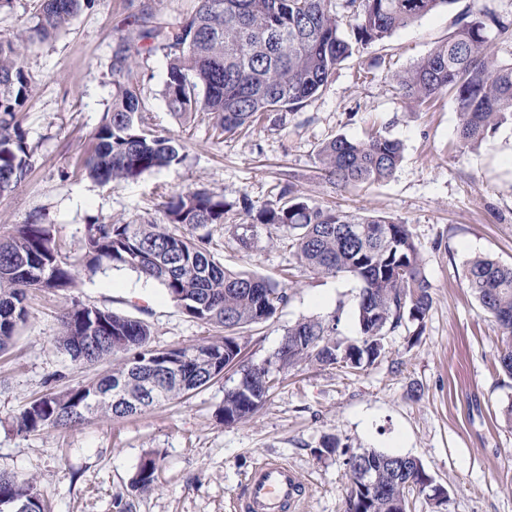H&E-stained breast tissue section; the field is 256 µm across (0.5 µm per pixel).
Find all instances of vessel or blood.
I'll list each match as a JSON object with an SVG mask.
<instances>
[{"mask_svg": "<svg viewBox=\"0 0 512 512\" xmlns=\"http://www.w3.org/2000/svg\"><path fill=\"white\" fill-rule=\"evenodd\" d=\"M301 485L295 468L275 458L265 459L248 479L241 512H282L285 506H297Z\"/></svg>", "mask_w": 512, "mask_h": 512, "instance_id": "1", "label": "vessel or blood"}]
</instances>
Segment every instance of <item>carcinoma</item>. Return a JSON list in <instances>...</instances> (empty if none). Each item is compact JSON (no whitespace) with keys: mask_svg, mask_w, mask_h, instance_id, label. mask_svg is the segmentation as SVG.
<instances>
[{"mask_svg":"<svg viewBox=\"0 0 512 512\" xmlns=\"http://www.w3.org/2000/svg\"><path fill=\"white\" fill-rule=\"evenodd\" d=\"M454 0H343L353 21L351 35L340 30L332 0H199V6L172 29L155 26L151 16L134 17L133 29L112 54V102L92 134L83 167L89 177L109 183L136 180L144 173L182 162L183 145L152 128L145 117L141 73L132 53L157 49L168 58L163 98L168 111L185 121L208 119L218 139L266 119L274 112L297 111L327 87L336 69L358 45L390 37ZM94 0H37L35 25L0 39V193L27 176L35 153L18 113L32 96L34 82L26 44L45 41L66 29ZM507 27L495 16L474 14L412 67L392 75L404 96L424 105L440 94L457 103L460 147L481 144L502 124L512 122V62L491 47L492 29ZM403 144L379 130L361 140L338 135L318 149L326 183L338 191L390 179L403 160ZM251 220L240 225L238 240L261 224L288 229L297 263L314 275L347 277L359 288L356 320L360 336L339 338V317L303 318L289 326L280 348L263 364H242L239 330L276 317L290 299L288 288L255 273L226 267L215 259L209 227L224 223V197L206 188H187L164 198L158 214L138 224L85 225L82 261L89 270L107 261L158 282L191 318L224 330V336L191 349L156 350L150 326L138 319L78 302L61 317L58 343L71 360L94 364L113 359L98 379L63 391L49 390L15 417L18 432L68 430L87 419L84 404L97 399L93 414L110 419L135 415L178 400L219 381L214 366H238V378L224 389L216 417L226 425L243 422L265 404L275 387V372L304 362L361 368L385 350L386 336L409 324H422L432 308V284L408 225L385 215L357 216L309 203L290 184L276 203L256 204L240 197ZM467 288L482 310L502 329L499 356L512 377V265L488 255L471 259ZM76 285V265L62 253L54 225L37 218L0 232V351L28 316L30 291L58 293ZM103 319L99 332L77 343L85 319ZM126 386L139 393L138 405L117 399ZM321 453L346 456L350 473L359 468L381 472L378 492L351 485L347 512H411L422 495L434 512L448 503L447 488L421 460L366 448L353 452L328 438ZM156 459L145 458L131 488L147 491L155 482ZM27 512L47 505L32 477L0 473V499Z\"/></svg>","mask_w":512,"mask_h":512,"instance_id":"obj_1","label":"carcinoma"}]
</instances>
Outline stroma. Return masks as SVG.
<instances>
[{"label":"stroma","instance_id":"1","mask_svg":"<svg viewBox=\"0 0 512 512\" xmlns=\"http://www.w3.org/2000/svg\"><path fill=\"white\" fill-rule=\"evenodd\" d=\"M198 0H96L55 38L33 43L27 66L35 87L19 120L35 146L25 180L0 194V231L42 217L55 227L71 261H79L86 224L133 222L154 213L162 196L206 187L231 208L213 237L221 262L285 285L288 304L266 323L241 329L244 359L261 364L303 317L340 318L343 339L358 337L356 283L301 271L285 230L257 226L250 246L236 239L246 217L236 203L248 195L274 202L293 183L309 200L408 224L433 286V305L420 338L390 333L386 351L352 372L305 363L281 376L263 408L227 425L215 417L223 383L189 398L118 419L89 416L71 430L20 434L12 421L48 389H65L108 369L81 365L55 342L72 302L147 322L156 348H191L215 336L190 318L156 282L103 264L80 269L65 294L29 293L28 318L0 352V471L32 476L52 512H236L256 464L276 457L303 476L296 512H345L350 473L341 452L321 454L324 437L342 448H377L421 459L448 490L444 512H512V379L500 369L502 332L468 290L464 273L478 255L512 265V124L475 149L458 147L454 99L421 106L394 88L409 68L456 28L465 13L492 11L512 23V0H455L397 30L384 42L356 49L327 89L298 112L271 114L219 140L207 124L168 112L162 90L167 57L137 56L142 97L156 129L179 139L184 160L138 180L102 186L82 161L112 100V52L135 15L172 27ZM377 127L404 146V159L383 183L335 192L320 172L317 150L336 136L358 140ZM155 455L156 482L135 492L141 461Z\"/></svg>","mask_w":512,"mask_h":512}]
</instances>
